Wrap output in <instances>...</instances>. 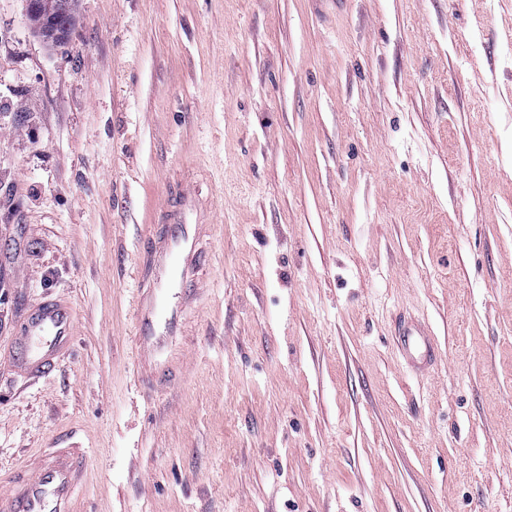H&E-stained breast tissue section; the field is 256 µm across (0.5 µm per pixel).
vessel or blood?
<instances>
[{"label":"vessel or blood","mask_w":512,"mask_h":512,"mask_svg":"<svg viewBox=\"0 0 512 512\" xmlns=\"http://www.w3.org/2000/svg\"><path fill=\"white\" fill-rule=\"evenodd\" d=\"M162 213L161 223L148 230L149 246L135 270L133 385L143 396L171 391L185 379V356L177 342L186 334L188 313L201 303L199 272L209 260L205 244L211 227L200 220L197 198L181 192L164 201ZM394 334L404 359L420 368L431 363L434 348L424 326L402 319ZM74 338L70 301L54 298L30 305L16 338L15 371L31 379L46 376L70 354ZM85 471L79 449L51 446L7 479L0 512H74Z\"/></svg>","instance_id":"b4317fda"}]
</instances>
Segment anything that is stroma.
Returning <instances> with one entry per match:
<instances>
[{
	"mask_svg": "<svg viewBox=\"0 0 512 512\" xmlns=\"http://www.w3.org/2000/svg\"><path fill=\"white\" fill-rule=\"evenodd\" d=\"M78 11L52 48L0 0V479L59 438L75 512H512V0ZM178 189L215 258L188 375L145 403L133 268ZM46 298L77 340L32 380ZM75 324L71 302L44 299L30 305L16 336L15 371L31 379L47 372L72 351ZM401 356L418 368H424L434 358V348L428 330L421 324L400 319L394 329Z\"/></svg>",
	"mask_w": 512,
	"mask_h": 512,
	"instance_id": "obj_1",
	"label": "stroma"
}]
</instances>
